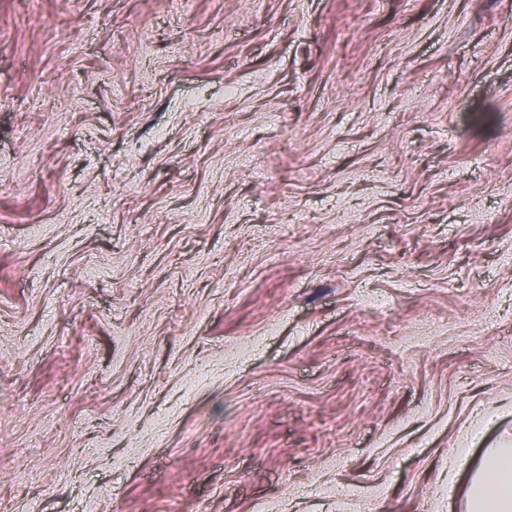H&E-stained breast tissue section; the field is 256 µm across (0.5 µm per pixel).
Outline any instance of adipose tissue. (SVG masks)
Masks as SVG:
<instances>
[{"instance_id":"adipose-tissue-1","label":"adipose tissue","mask_w":512,"mask_h":512,"mask_svg":"<svg viewBox=\"0 0 512 512\" xmlns=\"http://www.w3.org/2000/svg\"><path fill=\"white\" fill-rule=\"evenodd\" d=\"M466 512H512V446L486 451L470 477Z\"/></svg>"}]
</instances>
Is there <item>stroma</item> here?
I'll return each instance as SVG.
<instances>
[{
	"instance_id": "1",
	"label": "stroma",
	"mask_w": 512,
	"mask_h": 512,
	"mask_svg": "<svg viewBox=\"0 0 512 512\" xmlns=\"http://www.w3.org/2000/svg\"><path fill=\"white\" fill-rule=\"evenodd\" d=\"M506 442L512 0H0V512H465Z\"/></svg>"
}]
</instances>
